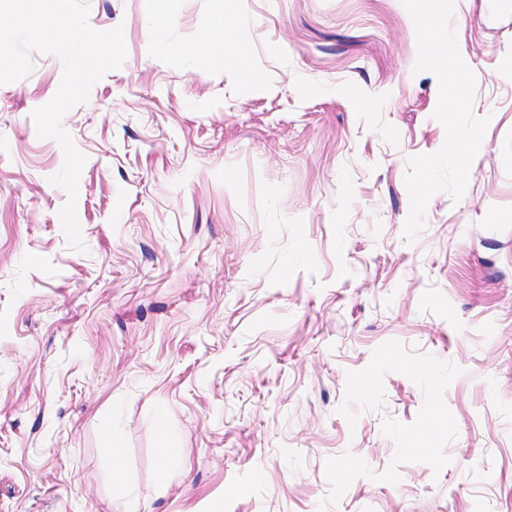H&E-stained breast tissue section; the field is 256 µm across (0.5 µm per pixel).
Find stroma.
Segmentation results:
<instances>
[{
    "mask_svg": "<svg viewBox=\"0 0 512 512\" xmlns=\"http://www.w3.org/2000/svg\"><path fill=\"white\" fill-rule=\"evenodd\" d=\"M89 3L85 252L60 59L0 85V512H512V0H447L453 91L412 0H179L170 47ZM220 18L245 61L190 68Z\"/></svg>",
    "mask_w": 512,
    "mask_h": 512,
    "instance_id": "obj_1",
    "label": "stroma"
}]
</instances>
